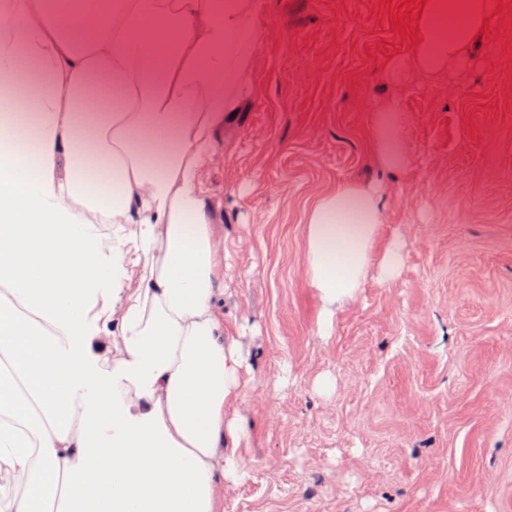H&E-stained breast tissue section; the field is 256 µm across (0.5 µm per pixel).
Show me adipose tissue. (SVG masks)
<instances>
[{
  "instance_id": "adipose-tissue-1",
  "label": "adipose tissue",
  "mask_w": 512,
  "mask_h": 512,
  "mask_svg": "<svg viewBox=\"0 0 512 512\" xmlns=\"http://www.w3.org/2000/svg\"><path fill=\"white\" fill-rule=\"evenodd\" d=\"M91 3L0 0V512H221L246 383L205 173L253 93L261 0ZM492 6L427 0L412 66L461 61ZM371 140L381 171L408 165L397 102ZM383 210L354 182L308 206L321 329Z\"/></svg>"
}]
</instances>
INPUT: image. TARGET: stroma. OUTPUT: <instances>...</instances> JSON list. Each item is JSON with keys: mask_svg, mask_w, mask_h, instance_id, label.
<instances>
[{"mask_svg": "<svg viewBox=\"0 0 512 512\" xmlns=\"http://www.w3.org/2000/svg\"><path fill=\"white\" fill-rule=\"evenodd\" d=\"M381 2L263 0L255 91L209 171L217 304L251 369L222 512H512V16L432 77L391 27L404 7ZM388 99L409 164L384 175L371 122ZM352 181L384 182L383 222L323 334L305 213Z\"/></svg>", "mask_w": 512, "mask_h": 512, "instance_id": "stroma-1", "label": "stroma"}]
</instances>
